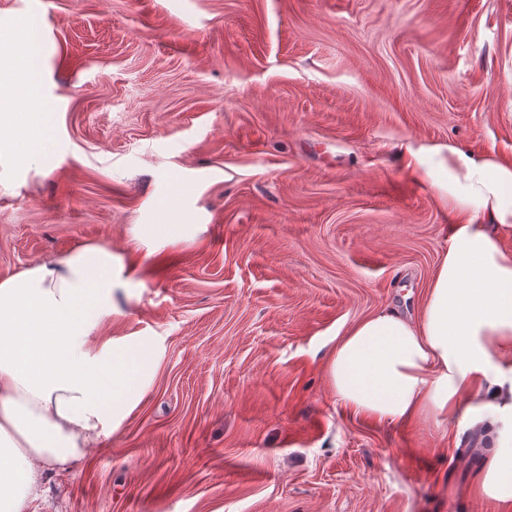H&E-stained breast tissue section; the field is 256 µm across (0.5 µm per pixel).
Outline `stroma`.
Listing matches in <instances>:
<instances>
[{"label":"stroma","mask_w":512,"mask_h":512,"mask_svg":"<svg viewBox=\"0 0 512 512\" xmlns=\"http://www.w3.org/2000/svg\"><path fill=\"white\" fill-rule=\"evenodd\" d=\"M41 26L46 147L0 163V280L136 224L107 337L164 356L122 429L30 512H493L443 427L346 414L324 361L416 314L457 220L406 148L512 165V0H0ZM132 229L138 247L144 249L143 256L148 258L159 250L169 239L187 236L196 230V224H140Z\"/></svg>","instance_id":"35a3bbf8"}]
</instances>
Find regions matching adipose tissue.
I'll return each instance as SVG.
<instances>
[{"mask_svg": "<svg viewBox=\"0 0 512 512\" xmlns=\"http://www.w3.org/2000/svg\"><path fill=\"white\" fill-rule=\"evenodd\" d=\"M37 83L14 90L20 115L0 118V159L31 165L44 140ZM461 216L451 224L420 311L386 307L338 339L325 361L350 414L403 425L447 422L482 451L478 497L512 512V166L461 149L412 153ZM132 264L87 243L0 280V512H28L52 474L120 430L162 359L155 337L101 340L100 321L130 297Z\"/></svg>", "mask_w": 512, "mask_h": 512, "instance_id": "ef3b65f1", "label": "adipose tissue"}]
</instances>
